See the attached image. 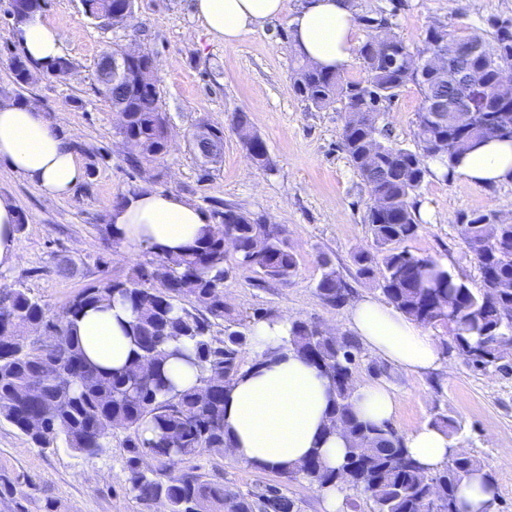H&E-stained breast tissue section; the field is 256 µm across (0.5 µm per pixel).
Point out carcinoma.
<instances>
[{
	"instance_id": "obj_1",
	"label": "carcinoma",
	"mask_w": 512,
	"mask_h": 512,
	"mask_svg": "<svg viewBox=\"0 0 512 512\" xmlns=\"http://www.w3.org/2000/svg\"><path fill=\"white\" fill-rule=\"evenodd\" d=\"M83 13L102 23L110 9L125 0H81ZM396 9L381 8L358 14L355 20L368 30L357 53L364 78L348 79L342 70L330 71L307 60L296 61L290 89L316 109L345 103L357 118L344 125L341 150L349 164L369 185L376 200L368 209L373 247L354 254L357 277L375 287L386 302L422 326L451 327L449 352L473 355L475 364L506 366L512 361V224L503 223L494 210L465 214L459 233L466 255L478 266L482 286L473 291L467 280L438 260L399 248L417 233L421 217L420 191L430 162L454 176L457 159L490 139L512 141L479 123V117L461 113L457 124L432 112L435 98L478 96L484 113L503 115L512 124V83L503 73L512 71V21L493 20L492 32L458 37L433 22L424 31V43L434 41L452 54L454 78L423 77L422 55L402 40L393 63L378 48L380 29L392 26ZM462 41H478L481 56L455 52ZM73 62L66 56L42 70L24 52H10L13 84L31 85L38 71L63 81ZM97 81L112 108L126 114L124 134L137 148L132 160L140 167L168 151L170 119L160 106L157 83L136 88L120 82L106 84L101 70ZM409 83L416 84L422 101L416 117L415 147L397 143L383 123L387 104ZM232 128L256 165L271 168L264 140L253 130L245 112H237ZM224 145V128L194 139L193 149L204 158L215 157ZM211 219L223 221L224 235L208 237L180 255H156L148 264L134 266L123 280L101 279L78 292L57 315L23 287L0 289V336L15 333L21 345L0 341V423L26 435L38 448H69L88 458L112 446V435L123 434L128 449V490L149 505L166 501L169 512H294L295 501L286 489L270 485L261 493H243L194 471L184 461L207 451L227 447L224 438V390L245 366L242 351L251 344L252 324L274 318L270 311L234 313L224 303L225 236L232 237L237 269L287 281L298 261L286 236L268 232L271 220L262 213L242 211L222 203ZM318 297L333 307L347 305L353 289L325 257L319 260ZM119 298L127 303L133 320L127 336L136 348L120 369L91 363L72 336L71 318L87 307H107ZM191 299L187 307L181 300ZM224 322V335L213 333ZM294 350L318 367L332 382L335 399L327 428L339 423L348 439L343 464L325 467L315 452L282 473L288 480L301 477L318 487L340 484L360 493L371 512H424L436 497V512H457L461 480L477 471L493 478L476 457L464 453L427 471L408 456L403 435L391 425L361 421L353 410L354 391L348 386L352 365L361 353L352 335L336 336L318 326L294 319L289 330ZM172 358L197 368L208 380L207 392L191 387L173 392L165 369ZM429 425L453 437L460 424L437 413ZM152 437L145 436L146 430Z\"/></svg>"
}]
</instances>
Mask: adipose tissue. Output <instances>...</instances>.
<instances>
[{
	"mask_svg": "<svg viewBox=\"0 0 512 512\" xmlns=\"http://www.w3.org/2000/svg\"><path fill=\"white\" fill-rule=\"evenodd\" d=\"M193 9L208 33L227 44L266 22L287 17L291 47L308 61L330 69L344 68L355 45L351 0H302L285 15L284 0H194ZM17 38L24 52L47 65L61 56L58 31L41 16L29 18ZM31 182L45 196L62 199L85 179V169L70 139L44 110L32 103L0 101V164ZM454 173L471 185L512 181V144L493 140L468 152ZM109 223L122 245H142L154 252H180L194 245L211 225L205 211L166 191H140L111 209ZM129 305L88 308L76 317L74 332L87 356L105 366L122 367L132 356L126 329ZM348 326L360 344L411 375L440 366L433 336L404 313L378 299L363 296L349 311ZM290 320L281 316L252 327L250 360L225 391L224 435L238 461L282 471L319 452L328 468L339 467L347 441L324 435L334 393L319 370L289 345ZM396 398L385 386L357 389L354 411L360 420L384 425L395 415ZM407 453L424 468L436 470L448 461L449 440L422 426L404 438Z\"/></svg>",
	"mask_w": 512,
	"mask_h": 512,
	"instance_id": "obj_1",
	"label": "adipose tissue"
}]
</instances>
